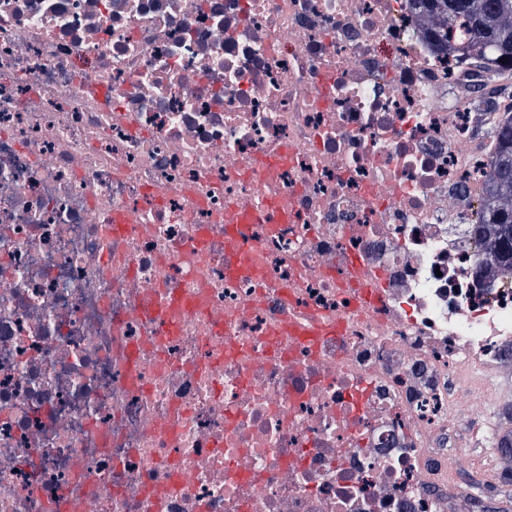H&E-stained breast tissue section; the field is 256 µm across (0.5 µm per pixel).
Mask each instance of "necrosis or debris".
<instances>
[{
    "mask_svg": "<svg viewBox=\"0 0 512 512\" xmlns=\"http://www.w3.org/2000/svg\"><path fill=\"white\" fill-rule=\"evenodd\" d=\"M511 114L512 72L414 0H0V512H447L496 482L488 418L468 473L448 445L512 362L476 229Z\"/></svg>",
    "mask_w": 512,
    "mask_h": 512,
    "instance_id": "1",
    "label": "necrosis or debris"
}]
</instances>
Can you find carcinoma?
I'll list each match as a JSON object with an SVG mask.
<instances>
[{"mask_svg": "<svg viewBox=\"0 0 512 512\" xmlns=\"http://www.w3.org/2000/svg\"><path fill=\"white\" fill-rule=\"evenodd\" d=\"M420 11L435 23L440 36L466 45L476 57L496 64L505 58L512 67V0H425ZM494 135L499 155L491 162L489 177L502 191L504 201L480 216L496 235L499 256L512 263V119L499 125Z\"/></svg>", "mask_w": 512, "mask_h": 512, "instance_id": "cac0c4a2", "label": "carcinoma"}]
</instances>
